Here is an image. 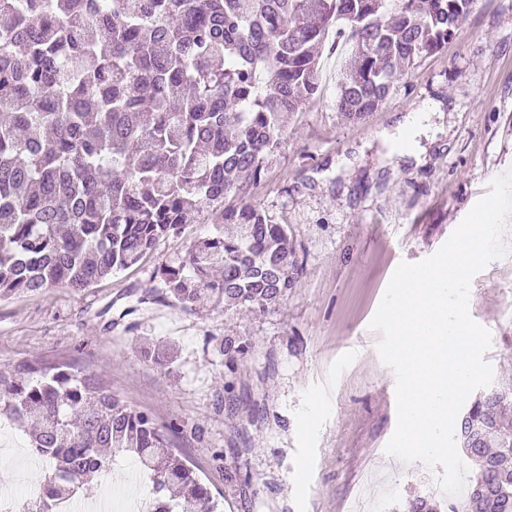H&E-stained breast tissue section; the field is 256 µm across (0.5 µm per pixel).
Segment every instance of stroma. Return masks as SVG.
I'll list each match as a JSON object with an SVG mask.
<instances>
[{
  "instance_id": "stroma-1",
  "label": "stroma",
  "mask_w": 512,
  "mask_h": 512,
  "mask_svg": "<svg viewBox=\"0 0 512 512\" xmlns=\"http://www.w3.org/2000/svg\"><path fill=\"white\" fill-rule=\"evenodd\" d=\"M324 91L295 113L252 202L287 224L297 284L275 310L183 311L157 268L209 233L187 224L136 266L82 293L57 287L0 301V369L25 360L102 372L132 408L176 426L172 441L223 512H400L437 475L385 446L397 424L393 370L369 328L400 262L439 250L492 180L512 169V0H476L457 39L360 122L336 112V57ZM429 119L400 154L398 127ZM506 253L471 283L484 358L512 377V227ZM241 337L228 365L217 344ZM148 492L130 458L84 480L80 501Z\"/></svg>"
}]
</instances>
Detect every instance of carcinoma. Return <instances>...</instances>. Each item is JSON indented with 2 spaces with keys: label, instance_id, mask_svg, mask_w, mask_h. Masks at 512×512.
Wrapping results in <instances>:
<instances>
[{
  "label": "carcinoma",
  "instance_id": "obj_1",
  "mask_svg": "<svg viewBox=\"0 0 512 512\" xmlns=\"http://www.w3.org/2000/svg\"><path fill=\"white\" fill-rule=\"evenodd\" d=\"M475 0H0V299L81 293L201 217L209 234L162 265L185 311L275 309L296 286L288 225L247 198L284 116L316 100L342 36L336 112L361 121L417 61L456 39ZM230 365L248 346L224 337ZM45 463L31 512H57L126 451L156 512H220L171 446L101 373L25 361L0 371V417ZM458 440L467 512H512V382L477 399ZM406 512H441L425 497Z\"/></svg>",
  "mask_w": 512,
  "mask_h": 512
}]
</instances>
